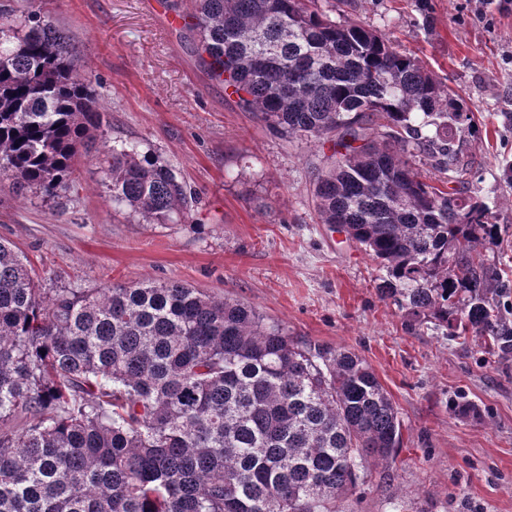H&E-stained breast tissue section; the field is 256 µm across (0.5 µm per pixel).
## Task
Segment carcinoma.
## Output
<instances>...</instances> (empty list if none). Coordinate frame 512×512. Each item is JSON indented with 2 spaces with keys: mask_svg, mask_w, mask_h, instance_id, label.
I'll list each match as a JSON object with an SVG mask.
<instances>
[{
  "mask_svg": "<svg viewBox=\"0 0 512 512\" xmlns=\"http://www.w3.org/2000/svg\"><path fill=\"white\" fill-rule=\"evenodd\" d=\"M199 62L270 129L329 150L320 223L384 271L377 291L441 335L512 349L486 252L491 208L423 181L471 109L377 30L318 0H197ZM77 52L39 10H0V180L69 186L101 132ZM112 201L148 224L195 198L165 160L103 145ZM402 423L370 365L255 307L170 282L37 287L0 239V512H336Z\"/></svg>",
  "mask_w": 512,
  "mask_h": 512,
  "instance_id": "obj_1",
  "label": "carcinoma"
}]
</instances>
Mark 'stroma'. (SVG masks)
Returning a JSON list of instances; mask_svg holds the SVG:
<instances>
[{"label":"stroma","mask_w":512,"mask_h":512,"mask_svg":"<svg viewBox=\"0 0 512 512\" xmlns=\"http://www.w3.org/2000/svg\"><path fill=\"white\" fill-rule=\"evenodd\" d=\"M0 0L36 7L79 52L109 144L170 163L192 216L147 224L112 203L97 158L79 156L69 189L0 183V237L42 288L175 281L257 307L290 336L364 358L390 394L402 445L341 498L338 512H512V354L406 329L381 299L376 262L319 223L313 174L323 153L269 130L210 80L184 23L193 0ZM339 21L378 30L470 105L478 135L456 141L461 190L512 229V0H319ZM465 401L480 418L454 414Z\"/></svg>","instance_id":"stroma-1"}]
</instances>
